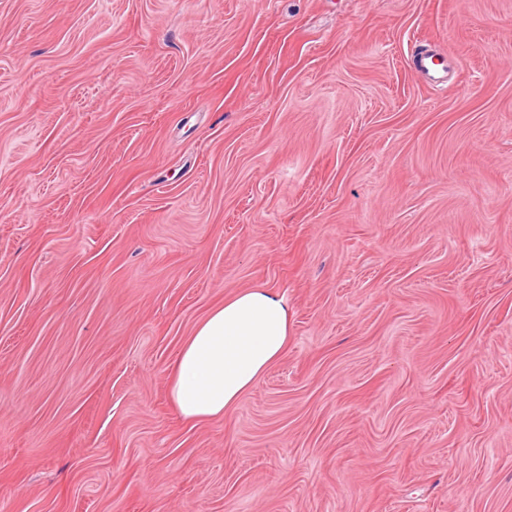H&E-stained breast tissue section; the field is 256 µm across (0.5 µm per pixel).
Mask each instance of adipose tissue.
Segmentation results:
<instances>
[{"instance_id": "adipose-tissue-1", "label": "adipose tissue", "mask_w": 512, "mask_h": 512, "mask_svg": "<svg viewBox=\"0 0 512 512\" xmlns=\"http://www.w3.org/2000/svg\"><path fill=\"white\" fill-rule=\"evenodd\" d=\"M285 296L257 285L212 308L169 367L170 398L188 420L222 417L253 390L288 348Z\"/></svg>"}]
</instances>
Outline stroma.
<instances>
[{
    "label": "stroma",
    "mask_w": 512,
    "mask_h": 512,
    "mask_svg": "<svg viewBox=\"0 0 512 512\" xmlns=\"http://www.w3.org/2000/svg\"><path fill=\"white\" fill-rule=\"evenodd\" d=\"M0 512H512V0H0ZM412 57L416 65L430 76L431 82L437 86L448 84L446 66L435 54L416 47L412 52ZM284 295L257 285L212 308L169 367L170 398L187 420L224 416L253 390L288 348Z\"/></svg>",
    "instance_id": "obj_1"
}]
</instances>
